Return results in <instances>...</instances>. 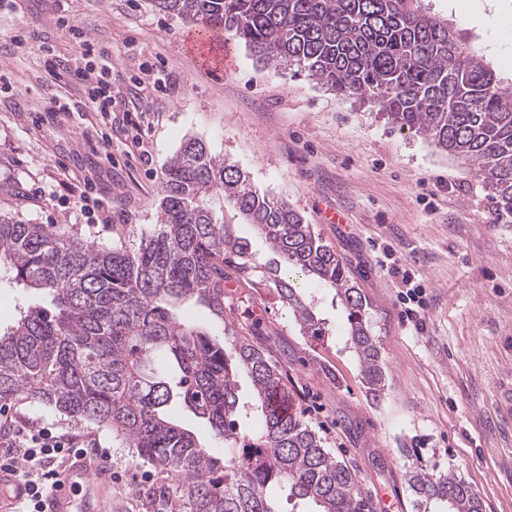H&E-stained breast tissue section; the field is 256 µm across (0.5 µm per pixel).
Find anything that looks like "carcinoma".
Segmentation results:
<instances>
[{
	"instance_id": "obj_1",
	"label": "carcinoma",
	"mask_w": 512,
	"mask_h": 512,
	"mask_svg": "<svg viewBox=\"0 0 512 512\" xmlns=\"http://www.w3.org/2000/svg\"><path fill=\"white\" fill-rule=\"evenodd\" d=\"M152 2L208 38L243 44L260 64L378 104L392 124L461 158L512 219V92L453 24L416 0ZM226 208L276 259H257L224 222ZM231 262L250 284L273 289L305 334L323 326L293 276L335 290L364 386L382 396L381 348L336 252L287 201L191 137L168 163L158 223L135 246L0 217V278L42 295L0 331V406L21 398L111 429L165 475L143 491L164 512H282V498L307 512H371L356 475L277 407L288 395L281 365L250 325L227 315ZM183 413L208 427L210 442L182 424ZM403 452L415 458L416 512H481L461 477L429 471L415 448Z\"/></svg>"
}]
</instances>
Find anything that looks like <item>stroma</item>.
Returning <instances> with one entry per match:
<instances>
[{
  "label": "stroma",
  "mask_w": 512,
  "mask_h": 512,
  "mask_svg": "<svg viewBox=\"0 0 512 512\" xmlns=\"http://www.w3.org/2000/svg\"><path fill=\"white\" fill-rule=\"evenodd\" d=\"M464 29L512 90V0H423ZM82 28L112 61V115L45 72L40 45L81 63ZM189 27L150 0H0V214L88 242L138 243L157 221L170 158L189 137L285 199L345 266L367 301L387 369L367 395L345 315L313 290L321 336L302 335L271 289L230 271L231 317L255 329L288 376L291 410L357 475L372 512H415L401 449L456 473L482 512H512V417L496 405L512 367V222L457 157L303 75L257 63L225 40L192 46ZM57 96L68 115L43 111ZM111 136L104 157L102 136ZM94 186L108 224L74 204ZM392 255L427 289L424 330L402 322ZM59 433L88 435L112 453L114 512H153L143 487L162 476L111 430L19 399L0 407Z\"/></svg>",
  "instance_id": "stroma-1"
}]
</instances>
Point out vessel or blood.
<instances>
[{"label": "vessel or blood", "instance_id": "vessel-or-blood-1", "mask_svg": "<svg viewBox=\"0 0 512 512\" xmlns=\"http://www.w3.org/2000/svg\"><path fill=\"white\" fill-rule=\"evenodd\" d=\"M111 484L110 472L96 462L86 458L69 461L51 493L49 512H75L74 496L81 487L95 494L102 512H110Z\"/></svg>", "mask_w": 512, "mask_h": 512}]
</instances>
